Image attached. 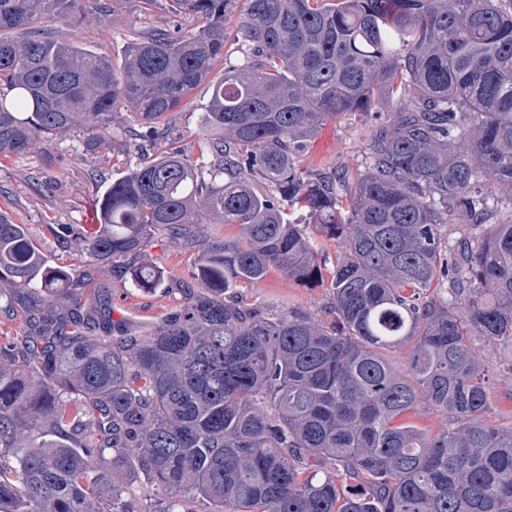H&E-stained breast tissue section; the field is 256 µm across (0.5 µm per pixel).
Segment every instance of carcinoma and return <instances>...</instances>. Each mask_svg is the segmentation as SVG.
<instances>
[{"label":"carcinoma","instance_id":"carcinoma-1","mask_svg":"<svg viewBox=\"0 0 512 512\" xmlns=\"http://www.w3.org/2000/svg\"><path fill=\"white\" fill-rule=\"evenodd\" d=\"M171 2L205 25L139 33L117 73L35 27L105 0H0V156L81 126L94 152L122 111L161 137L224 64L200 155L124 172L79 227L119 266L211 216L180 309L131 332L0 212V281L31 298V334L0 343V512H512V428L484 422L469 343L512 346V0H245L242 64L224 55L231 0ZM347 112L383 115L368 167L301 170ZM449 224L472 231L451 242ZM273 273L329 277L333 320L243 300ZM408 342L397 367L385 352ZM420 402L450 424L411 422Z\"/></svg>","mask_w":512,"mask_h":512}]
</instances>
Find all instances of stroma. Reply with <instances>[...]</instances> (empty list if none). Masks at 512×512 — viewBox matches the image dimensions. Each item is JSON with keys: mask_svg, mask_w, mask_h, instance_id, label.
<instances>
[{"mask_svg": "<svg viewBox=\"0 0 512 512\" xmlns=\"http://www.w3.org/2000/svg\"><path fill=\"white\" fill-rule=\"evenodd\" d=\"M180 23L183 30H195L199 20L174 18L164 7L146 8L143 0H124L115 13L85 15L79 26L49 13L39 26L61 39H70L84 49L105 55L121 66L125 49L135 32L167 29ZM211 89L201 83L187 106L175 112L167 138L134 139L129 134L128 113L118 114L109 134V146L98 154L86 150V133L75 130L34 146L21 155L0 156V210L30 235L54 263L68 266L74 286L83 298L100 294L109 297L113 319L134 331H142L162 316L176 310L184 299V285L199 287L196 277L198 253L179 239L162 235L143 254L147 264L161 268L169 278L168 287L144 291L129 285L121 270L97 265L77 241L56 235V224H92L96 203L112 179L136 166L142 157H155L170 141L191 154H198L203 136V115ZM377 121L374 116L350 112L327 120L308 142L301 158L302 168L335 167L354 178L368 163L367 145ZM247 301H266L314 318H331V292L322 284H301L279 274L243 289ZM481 360L490 364V393L484 421L496 428L512 426V348L482 336L472 339Z\"/></svg>", "mask_w": 512, "mask_h": 512, "instance_id": "35a3bbf8", "label": "stroma"}]
</instances>
